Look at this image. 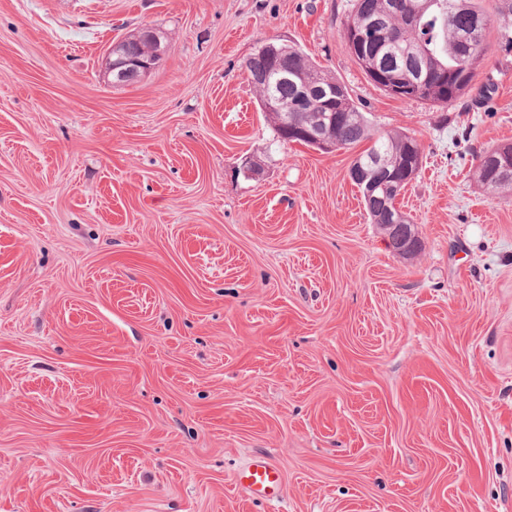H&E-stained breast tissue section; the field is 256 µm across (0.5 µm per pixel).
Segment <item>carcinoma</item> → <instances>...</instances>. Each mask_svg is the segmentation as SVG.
I'll use <instances>...</instances> for the list:
<instances>
[{
    "label": "carcinoma",
    "instance_id": "cac0c4a2",
    "mask_svg": "<svg viewBox=\"0 0 512 512\" xmlns=\"http://www.w3.org/2000/svg\"><path fill=\"white\" fill-rule=\"evenodd\" d=\"M360 35L359 47L348 46L361 68H381L393 62L405 66L398 55L404 48L416 50L442 72L448 73V89L454 94L442 98L441 85L416 89L409 82L398 84L392 96L432 105H447L461 99L470 88L475 70L484 59L488 18L477 0H354L345 29ZM288 70V79L268 88L253 83L259 98L267 93L279 98L299 125H311L319 112L336 113L335 127L329 136L346 149L365 140L373 145L365 150L361 162L382 161L391 171L401 172L410 150L411 137L395 131L378 137L366 115L354 104L346 86L324 72L301 50L275 62L262 50L247 61L251 75H264L275 67ZM477 180L495 192L512 193V173L493 164L476 166Z\"/></svg>",
    "mask_w": 512,
    "mask_h": 512
}]
</instances>
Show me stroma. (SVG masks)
<instances>
[{"instance_id": "1", "label": "stroma", "mask_w": 512, "mask_h": 512, "mask_svg": "<svg viewBox=\"0 0 512 512\" xmlns=\"http://www.w3.org/2000/svg\"><path fill=\"white\" fill-rule=\"evenodd\" d=\"M353 0H0V512H512V0L482 104L402 101L346 46ZM162 32L116 85L113 42ZM276 41L415 138L371 224L361 146L278 137L248 58ZM254 456L281 497L233 485ZM506 148L508 150H500ZM512 144H504L496 148L489 150H479L475 152L476 158L479 160V164L476 166L477 180L482 186L491 188L495 192H510L512 193V170L509 173H504L502 170H509L512 168ZM499 150V151H498ZM498 153H495L497 152ZM493 153V154H490ZM489 155L490 164H482L480 160L485 155ZM507 157V161L503 163L502 170L496 168L495 165H501V157Z\"/></svg>"}]
</instances>
